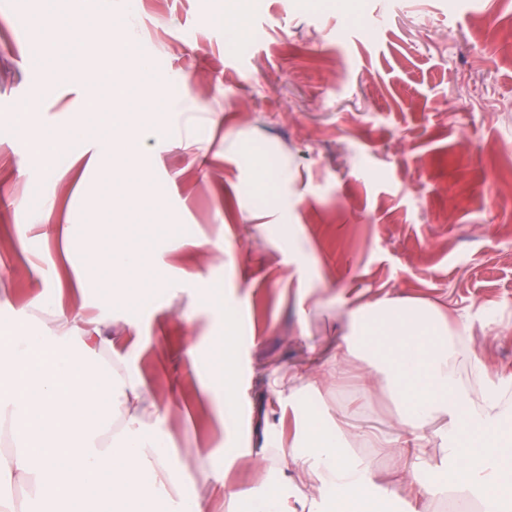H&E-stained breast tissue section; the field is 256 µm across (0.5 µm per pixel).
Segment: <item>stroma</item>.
Returning <instances> with one entry per match:
<instances>
[{"instance_id": "35a3bbf8", "label": "stroma", "mask_w": 512, "mask_h": 512, "mask_svg": "<svg viewBox=\"0 0 512 512\" xmlns=\"http://www.w3.org/2000/svg\"><path fill=\"white\" fill-rule=\"evenodd\" d=\"M113 24L149 55L129 81L130 126L108 135L86 100L123 66L118 45L77 77L72 53L44 45L77 33L90 46ZM26 101L61 150L48 167L28 137L0 141V319L41 296L79 305L101 336L137 316L138 345L119 355L193 405L191 426L169 428L227 487L259 482L229 464L227 418L255 453L293 448L310 416L401 432L397 397L354 379L295 407L268 382L307 339L335 335L338 301L442 303L463 336L459 372L475 355L512 376V0H0V128ZM142 176L151 201L112 195ZM103 220L158 225L148 296L91 262L112 237L84 227ZM307 290L320 306L303 322ZM228 314L244 396L220 409L198 401L205 369L184 350ZM203 473L159 492L163 512L194 496L223 512Z\"/></svg>"}]
</instances>
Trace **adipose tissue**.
I'll return each mask as SVG.
<instances>
[{
    "label": "adipose tissue",
    "mask_w": 512,
    "mask_h": 512,
    "mask_svg": "<svg viewBox=\"0 0 512 512\" xmlns=\"http://www.w3.org/2000/svg\"><path fill=\"white\" fill-rule=\"evenodd\" d=\"M108 95L87 101L100 125L125 126L121 109L128 94L123 72H112ZM48 312L38 331L24 322L0 320V437L13 451L0 458V512H28L26 502L3 494L22 483L33 496L64 507L89 504V492L103 484L107 512H135L158 490L179 489L199 472V451L185 448L173 463L172 435L163 428L177 397L160 405L139 370L117 357L119 337L88 349L82 317L75 308L48 299L29 303ZM336 345L307 344L305 361L317 366L322 382L335 383L348 360L363 363L365 389L400 397L405 432L343 430L327 425L304 429L288 454L292 470L310 478L308 490L286 473L262 491L238 489L224 495V512H391L403 491L425 502L456 493L478 500L482 512H512V425L503 402L512 377L493 378L480 358L464 383L454 367L458 334L438 305L385 298L349 305ZM109 367L108 374L97 365ZM237 349L219 347L213 375L202 383L207 400L238 397ZM443 448L431 463V438ZM362 443L394 458L397 481L380 483L369 456L355 454Z\"/></svg>",
    "instance_id": "obj_1"
}]
</instances>
